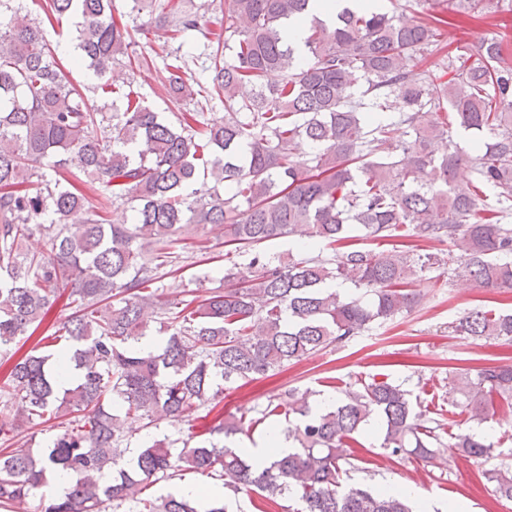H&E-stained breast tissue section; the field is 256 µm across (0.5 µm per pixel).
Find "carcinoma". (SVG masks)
<instances>
[{"instance_id":"carcinoma-1","label":"carcinoma","mask_w":512,"mask_h":512,"mask_svg":"<svg viewBox=\"0 0 512 512\" xmlns=\"http://www.w3.org/2000/svg\"><path fill=\"white\" fill-rule=\"evenodd\" d=\"M131 2L138 15L163 14L166 41L178 42L166 54L164 84L193 107L175 123L104 81L114 66L138 61L128 52L137 27L117 21L115 0H46L44 8L49 22L75 20L73 66L93 70L97 88L112 95L110 114L91 111L23 0H0L7 19L0 23V351L28 336L60 299L75 305L48 335L57 348L31 350L0 386L4 403L17 401L21 410L18 423L0 427L9 443L0 450V508L15 512L60 469L69 487L43 512H226L224 499L244 492L267 508L293 498L301 503L296 512H413L397 494L342 485L356 468L343 449L372 423L393 456L426 460L444 445L441 424L424 425L410 391L387 381L363 385L326 412L315 410L309 390L268 403L262 419L288 417L285 436L297 447L262 469L247 449L212 440L244 431L242 419L222 413L197 436L156 439L119 461L128 420L192 426L225 391L410 311L435 267L481 288H512V63L495 36L474 50L458 47L446 82L410 66L441 42L448 24L441 13L483 16L491 0H432L425 12L414 0L392 16L346 5L329 22L313 15L316 0H224L222 34L203 22L215 0H187L181 11L168 10L166 0ZM307 20L301 47L282 39L286 24ZM188 34L209 50V83L187 78ZM272 73L281 79L265 82ZM362 81L367 88L357 97ZM216 97L224 98V121L210 123L205 110ZM391 108L397 120L381 121ZM455 125L476 138L474 151L454 141ZM398 126L414 137L395 139ZM299 138L316 151L297 154ZM464 167L471 177L462 181ZM201 175L214 180L206 197L192 188ZM81 176L99 192V205L73 184ZM35 180L42 188L33 193ZM115 206L131 208L132 222L110 223ZM81 210L84 223H68ZM191 224L224 225L229 254L293 235L318 251L286 261L256 255L224 270V290H183L172 300L153 284L181 278L174 248L188 240ZM356 227L371 242L405 227L407 237L443 249L336 250ZM36 233L46 248L29 254L22 243ZM143 239L156 245L149 257ZM153 323L166 336L144 352L137 343ZM451 329L512 342V312L474 308ZM64 367L76 380L63 389ZM456 386L467 420L482 424L495 404L512 407V364L467 372ZM51 419L61 430L45 445L18 440L23 426ZM449 447L474 459L493 452V443L470 433ZM182 472L216 477L224 496L204 506L142 496ZM483 476L494 496L512 500V467Z\"/></svg>"}]
</instances>
